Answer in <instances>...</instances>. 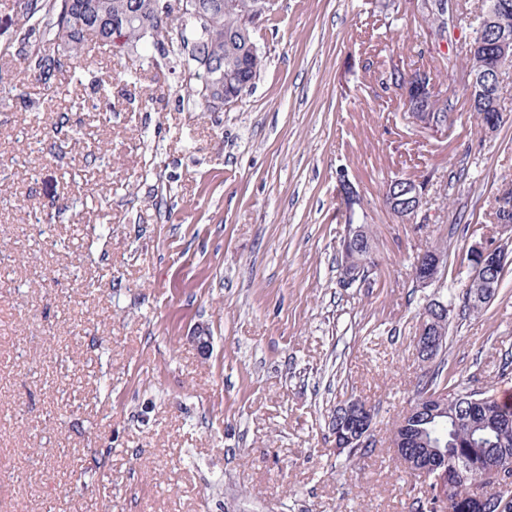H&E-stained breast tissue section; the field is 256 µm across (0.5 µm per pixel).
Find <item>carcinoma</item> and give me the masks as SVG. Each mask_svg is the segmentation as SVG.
<instances>
[{
    "label": "carcinoma",
    "instance_id": "cac0c4a2",
    "mask_svg": "<svg viewBox=\"0 0 512 512\" xmlns=\"http://www.w3.org/2000/svg\"><path fill=\"white\" fill-rule=\"evenodd\" d=\"M212 9L205 31L182 26L177 17L158 20L156 0H24L22 16L38 27L41 46L34 50L38 80L44 84L57 76L74 70L78 62L87 59L98 46H108L121 53L129 47L150 42L166 50L165 40L181 33L183 43L191 46L188 56L177 54L180 66L198 71L195 80H187L188 100L200 109L216 104L227 94L240 99L245 88L235 83L253 82L264 66V56L253 39L255 25L269 17L270 0H204ZM436 0H416L417 10L426 25V34L445 36L448 43V69L457 60L465 62L484 85L483 93L470 105L482 131L490 124L501 125L508 111L512 72L499 65L493 54L478 43H493L504 31L512 34V0H481L480 14L469 24L470 32L451 37L449 25L438 23ZM418 71L397 74L383 84L387 90H405L411 114H422L428 107L427 85L415 79ZM345 225L359 226L362 236L346 245V253L366 256L371 248L369 225L359 216L360 207L344 204ZM484 286L471 283L465 286L464 308L478 313L486 307L480 299ZM443 368L437 367L422 379L417 393L430 394L448 400L452 414L436 416L420 424V434L439 441L448 450L451 464L474 461L480 468L495 465L503 449H512V404L500 400L490 388L448 386L441 382ZM484 399L488 406L473 404ZM456 501V512H495L491 502H478L472 497L471 483L458 482L448 494V500L438 496V485L428 478L426 489L414 502V512H441Z\"/></svg>",
    "mask_w": 512,
    "mask_h": 512
}]
</instances>
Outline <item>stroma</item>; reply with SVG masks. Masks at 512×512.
I'll return each mask as SVG.
<instances>
[{
	"mask_svg": "<svg viewBox=\"0 0 512 512\" xmlns=\"http://www.w3.org/2000/svg\"><path fill=\"white\" fill-rule=\"evenodd\" d=\"M14 2L0 0V512H410L421 487L390 436L425 373L421 309L451 306L455 382L512 390V266L482 313L461 303L464 254L499 238L483 213L512 176V113L480 129L465 68L428 54L409 0L389 29L370 0H274L259 78L211 110L188 106L179 63L150 43L96 49L45 88ZM399 62L457 100L447 129L384 90ZM341 170L378 261L350 288ZM397 175L428 180L427 221L385 206ZM432 247L444 274L416 287ZM352 397L375 416L349 459L328 423Z\"/></svg>",
	"mask_w": 512,
	"mask_h": 512,
	"instance_id": "obj_1",
	"label": "stroma"
}]
</instances>
